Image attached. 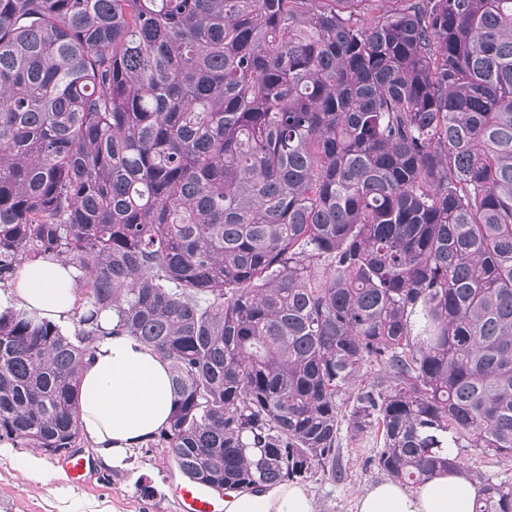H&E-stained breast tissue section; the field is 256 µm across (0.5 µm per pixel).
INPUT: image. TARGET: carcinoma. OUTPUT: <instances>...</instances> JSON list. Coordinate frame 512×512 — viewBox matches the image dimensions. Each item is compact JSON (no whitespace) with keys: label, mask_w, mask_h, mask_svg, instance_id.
Listing matches in <instances>:
<instances>
[{"label":"carcinoma","mask_w":512,"mask_h":512,"mask_svg":"<svg viewBox=\"0 0 512 512\" xmlns=\"http://www.w3.org/2000/svg\"><path fill=\"white\" fill-rule=\"evenodd\" d=\"M42 255L85 311L0 312L1 442L77 447L110 311L192 481L334 478L344 422L406 485L508 467L512 0H0V289Z\"/></svg>","instance_id":"obj_1"}]
</instances>
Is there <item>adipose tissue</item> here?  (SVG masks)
<instances>
[{"label": "adipose tissue", "mask_w": 512, "mask_h": 512, "mask_svg": "<svg viewBox=\"0 0 512 512\" xmlns=\"http://www.w3.org/2000/svg\"><path fill=\"white\" fill-rule=\"evenodd\" d=\"M78 270L48 256L25 261L10 286L0 290V310L33 309L66 322L75 304ZM98 337L80 372L78 404L85 438L102 448L105 463L122 468L129 449L164 429L173 410L168 365L131 336L112 333L103 314ZM477 486L465 469L441 472L416 488L387 478L354 500V512H472ZM224 512H317L302 485L282 483L260 491L226 490Z\"/></svg>", "instance_id": "ef3b65f1"}]
</instances>
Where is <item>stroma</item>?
Wrapping results in <instances>:
<instances>
[{"instance_id": "35a3bbf8", "label": "stroma", "mask_w": 512, "mask_h": 512, "mask_svg": "<svg viewBox=\"0 0 512 512\" xmlns=\"http://www.w3.org/2000/svg\"><path fill=\"white\" fill-rule=\"evenodd\" d=\"M378 446L372 433L355 439L341 435L336 453L341 478L307 484L317 512H353L355 495L384 479V472L373 462ZM78 452L93 465V478L84 485L59 475L57 457L42 456L40 473L28 477L22 465L31 449L14 448L0 456V512H177L170 486L180 480L181 473L164 460L160 450L129 449L121 469L107 466L99 449L89 442H81ZM144 484L153 486L152 496L141 494Z\"/></svg>"}]
</instances>
